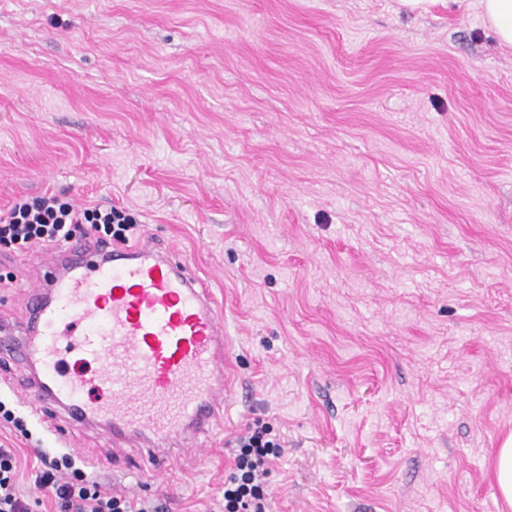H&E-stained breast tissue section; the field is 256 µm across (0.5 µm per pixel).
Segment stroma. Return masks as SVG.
Segmentation results:
<instances>
[{"instance_id":"35a3bbf8","label":"stroma","mask_w":512,"mask_h":512,"mask_svg":"<svg viewBox=\"0 0 512 512\" xmlns=\"http://www.w3.org/2000/svg\"><path fill=\"white\" fill-rule=\"evenodd\" d=\"M116 206L224 306L235 393L166 480L31 417L25 490L75 445L103 488L212 512L235 433L283 450L271 512H512V48L464 0H0V215ZM45 251L0 247V317ZM493 471L502 497L512 505V436L493 455Z\"/></svg>"}]
</instances>
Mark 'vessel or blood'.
Here are the masks:
<instances>
[{
	"mask_svg": "<svg viewBox=\"0 0 512 512\" xmlns=\"http://www.w3.org/2000/svg\"><path fill=\"white\" fill-rule=\"evenodd\" d=\"M232 348L224 309L187 257L148 239L56 251L25 318L0 323V359L30 371V408L104 430L113 457L136 454L156 475L209 445Z\"/></svg>",
	"mask_w": 512,
	"mask_h": 512,
	"instance_id": "vessel-or-blood-1",
	"label": "vessel or blood"
}]
</instances>
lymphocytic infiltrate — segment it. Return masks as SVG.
<instances>
[{
	"instance_id": "obj_1",
	"label": "lymphocytic infiltrate",
	"mask_w": 512,
	"mask_h": 512,
	"mask_svg": "<svg viewBox=\"0 0 512 512\" xmlns=\"http://www.w3.org/2000/svg\"><path fill=\"white\" fill-rule=\"evenodd\" d=\"M137 230L130 215L109 207L83 208L55 194L16 198L0 217V245L18 250L51 249L75 240L103 244L129 242ZM233 467L224 480V512H269L273 491L268 478L281 441L268 423L255 420L232 440ZM34 492L19 487L12 449L0 448V512H35L38 496L55 504V512H166L148 496L110 493L88 478L71 453H41Z\"/></svg>"
}]
</instances>
